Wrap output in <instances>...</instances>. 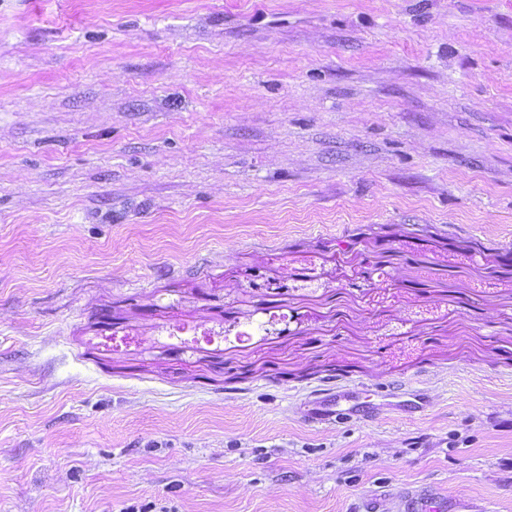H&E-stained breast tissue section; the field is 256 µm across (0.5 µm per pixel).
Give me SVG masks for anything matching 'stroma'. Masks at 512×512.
<instances>
[{"mask_svg": "<svg viewBox=\"0 0 512 512\" xmlns=\"http://www.w3.org/2000/svg\"><path fill=\"white\" fill-rule=\"evenodd\" d=\"M399 482L512 512V0H0V512ZM372 395L365 390L337 387L329 397L316 399L311 414L320 421L327 423L339 417L353 416L364 421H376L379 418L381 404H376Z\"/></svg>", "mask_w": 512, "mask_h": 512, "instance_id": "stroma-1", "label": "stroma"}]
</instances>
